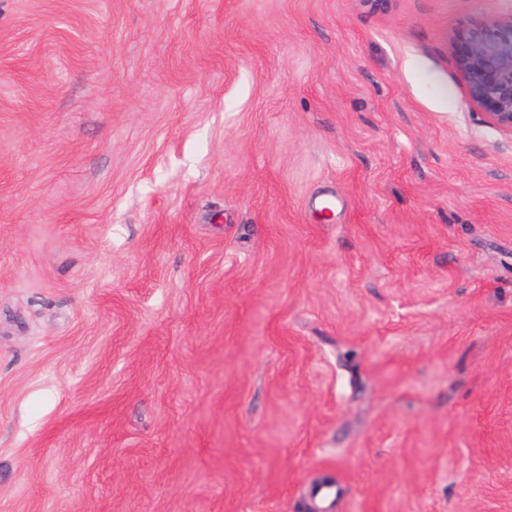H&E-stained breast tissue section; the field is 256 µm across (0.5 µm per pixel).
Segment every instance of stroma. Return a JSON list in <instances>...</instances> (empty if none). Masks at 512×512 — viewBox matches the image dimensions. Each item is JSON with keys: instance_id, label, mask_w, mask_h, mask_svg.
<instances>
[{"instance_id": "obj_1", "label": "stroma", "mask_w": 512, "mask_h": 512, "mask_svg": "<svg viewBox=\"0 0 512 512\" xmlns=\"http://www.w3.org/2000/svg\"><path fill=\"white\" fill-rule=\"evenodd\" d=\"M511 16L0 0V512H512ZM453 49L470 104L512 133V17L468 28Z\"/></svg>"}]
</instances>
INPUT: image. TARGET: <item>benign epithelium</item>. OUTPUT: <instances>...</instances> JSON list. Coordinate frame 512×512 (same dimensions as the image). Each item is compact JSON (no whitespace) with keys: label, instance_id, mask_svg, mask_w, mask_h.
<instances>
[{"label":"benign epithelium","instance_id":"1","mask_svg":"<svg viewBox=\"0 0 512 512\" xmlns=\"http://www.w3.org/2000/svg\"><path fill=\"white\" fill-rule=\"evenodd\" d=\"M469 102L512 133V17L468 28L454 43Z\"/></svg>","mask_w":512,"mask_h":512}]
</instances>
